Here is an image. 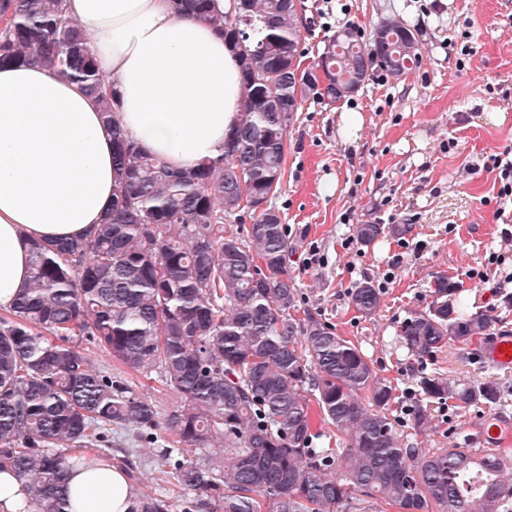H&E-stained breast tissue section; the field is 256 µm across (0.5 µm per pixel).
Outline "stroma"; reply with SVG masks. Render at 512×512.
I'll return each mask as SVG.
<instances>
[{"instance_id": "obj_1", "label": "stroma", "mask_w": 512, "mask_h": 512, "mask_svg": "<svg viewBox=\"0 0 512 512\" xmlns=\"http://www.w3.org/2000/svg\"><path fill=\"white\" fill-rule=\"evenodd\" d=\"M312 25L303 45L313 64L323 40L350 25L362 36L387 18L417 32L422 59L395 80L372 70L354 97L333 105L307 101L288 128L281 183L271 198L293 246L288 269L300 307L335 327L396 388L391 412L403 447H473L486 406H430V426L413 428L416 382L432 373L494 381L497 409L512 414V370L491 372L476 360L475 342L452 341L419 359L401 347L397 330L431 300L433 274L458 285L466 309L484 310L512 328V198L498 195L494 156L512 150V0H306ZM356 112L363 128L345 142L339 115ZM404 224L405 235L370 245L361 224ZM381 289L383 303L363 317L350 303L358 283ZM113 456L131 450L141 467L140 492L169 493L173 512L183 495L170 491L146 448L113 436Z\"/></svg>"}]
</instances>
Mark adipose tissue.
<instances>
[{
    "mask_svg": "<svg viewBox=\"0 0 512 512\" xmlns=\"http://www.w3.org/2000/svg\"><path fill=\"white\" fill-rule=\"evenodd\" d=\"M105 85L114 117L138 146L178 169L224 152L241 113L239 59L210 24L170 0H67ZM121 190L98 102L48 65L0 69V312L31 276V243L78 239ZM101 482L89 498L86 486ZM80 512H130L125 471L104 457L68 474Z\"/></svg>",
    "mask_w": 512,
    "mask_h": 512,
    "instance_id": "adipose-tissue-1",
    "label": "adipose tissue"
}]
</instances>
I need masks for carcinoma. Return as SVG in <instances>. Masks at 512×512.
Instances as JSON below:
<instances>
[{"label":"carcinoma","mask_w":512,"mask_h":512,"mask_svg":"<svg viewBox=\"0 0 512 512\" xmlns=\"http://www.w3.org/2000/svg\"><path fill=\"white\" fill-rule=\"evenodd\" d=\"M208 20L239 53L242 118L222 157L177 170L141 151L112 123V95L96 58L68 19L65 0H0V68L47 64L99 102L112 135L121 194L82 239L32 245V275L13 310L0 316V472L24 481L19 512H75L63 491L71 470L109 454L112 428L152 446L154 468L189 494L183 512H352L364 498L400 512H500L512 496L493 453L404 448L390 407L395 387L327 322L291 312L300 303L288 272L291 244L277 210L255 205L283 175L288 126L307 99L331 105L377 65L395 80L422 58L414 32L386 19L369 43L352 26L327 38L332 50L302 67V15L292 0H172ZM252 213L245 237L224 222ZM406 224H360L368 245ZM444 274L432 300L400 325L408 354L423 358L467 343L500 324L461 309ZM383 294L370 281L351 293L371 317ZM180 394L161 415L150 396L82 345ZM415 429L427 405L494 404L493 383L420 377ZM316 404L343 448H314ZM343 470L336 477V468ZM131 512H172L163 495H138Z\"/></svg>","instance_id":"1"}]
</instances>
